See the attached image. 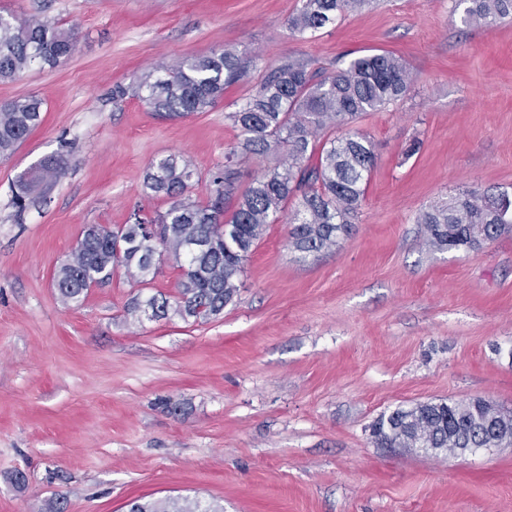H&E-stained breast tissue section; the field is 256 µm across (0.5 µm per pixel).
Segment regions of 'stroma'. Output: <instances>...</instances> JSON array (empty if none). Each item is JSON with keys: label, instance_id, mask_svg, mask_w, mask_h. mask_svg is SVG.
<instances>
[{"label": "stroma", "instance_id": "1", "mask_svg": "<svg viewBox=\"0 0 512 512\" xmlns=\"http://www.w3.org/2000/svg\"><path fill=\"white\" fill-rule=\"evenodd\" d=\"M300 5L0 0L78 28L69 58L0 83V102L44 101L41 124L0 161V512H41L56 495L67 512L167 496L224 512H512V445L454 458L372 435L417 402L512 408V233L441 252L417 222L468 190L512 191V22L464 26L454 0H374L296 37ZM227 48L248 75L209 111L162 121L134 96L146 73ZM387 52L411 89L356 123L376 159L336 249L302 255L288 224L268 225L235 302L205 322L129 314L135 298L176 295L168 254L148 284L119 267L61 299L54 277L84 227L167 209L145 193L156 157L189 161L191 195L207 201L236 142L224 115L272 69L298 59L329 72ZM60 152L64 175L18 208L17 178Z\"/></svg>", "mask_w": 512, "mask_h": 512}]
</instances>
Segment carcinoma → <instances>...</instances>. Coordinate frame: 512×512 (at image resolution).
<instances>
[{
  "instance_id": "obj_1",
  "label": "carcinoma",
  "mask_w": 512,
  "mask_h": 512,
  "mask_svg": "<svg viewBox=\"0 0 512 512\" xmlns=\"http://www.w3.org/2000/svg\"><path fill=\"white\" fill-rule=\"evenodd\" d=\"M466 26H494L512 20V0H455ZM372 0H303L288 20L298 34L316 32L337 17L362 9ZM72 27L40 18L0 13V81H12L33 64L54 66L73 54ZM244 60L231 49L186 58L162 75L148 73L137 97L166 120L206 112L224 89L246 77ZM411 79L402 59L387 53L353 58L329 74L308 70L291 59L277 67L252 94L225 115L236 143L224 168L210 179L213 199L204 204L187 195L194 172L174 154L153 160L146 174L148 193L163 197L168 208L151 216L137 208L116 231L91 225L72 259L62 265L55 286L65 301L76 302L90 288L125 268L146 284L159 272L156 256L165 250L180 263L182 277L174 301L155 295L136 301L134 310L151 316L174 313L206 321L220 315L237 296L245 262L266 226L289 217L288 242L316 256L349 234L375 163L374 145L353 128L357 118L401 100ZM43 99L24 95L0 106V159L10 158L41 121ZM246 155L263 164L261 174L238 192L237 159ZM316 163H311L312 158ZM63 172V156L41 160L19 178L15 198L23 201L51 185ZM236 199L226 214L225 203ZM295 202L288 214V202ZM426 243L439 251L476 250L512 232V195L506 190L467 191L444 205L420 213ZM204 241L207 248L188 252ZM512 428V410L490 417L479 399L418 403L398 407L377 421L373 434L382 448H412L422 436L424 448H489L491 438ZM128 512H222L196 499L186 506L176 498L135 499Z\"/></svg>"
}]
</instances>
